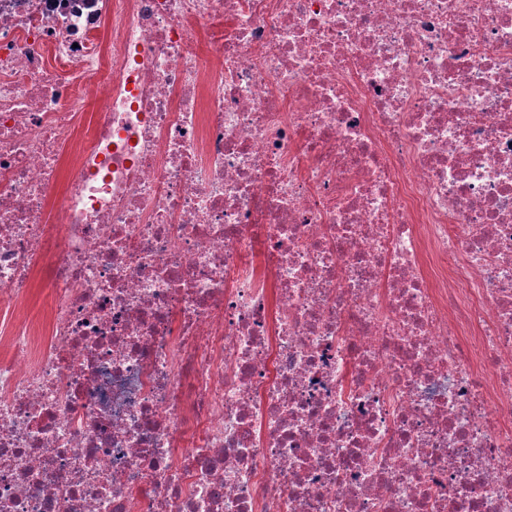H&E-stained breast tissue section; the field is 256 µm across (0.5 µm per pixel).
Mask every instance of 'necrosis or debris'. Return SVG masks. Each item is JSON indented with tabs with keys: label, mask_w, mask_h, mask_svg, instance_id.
I'll list each match as a JSON object with an SVG mask.
<instances>
[{
	"label": "necrosis or debris",
	"mask_w": 512,
	"mask_h": 512,
	"mask_svg": "<svg viewBox=\"0 0 512 512\" xmlns=\"http://www.w3.org/2000/svg\"><path fill=\"white\" fill-rule=\"evenodd\" d=\"M38 288L0 512H512V0H0Z\"/></svg>",
	"instance_id": "obj_1"
}]
</instances>
